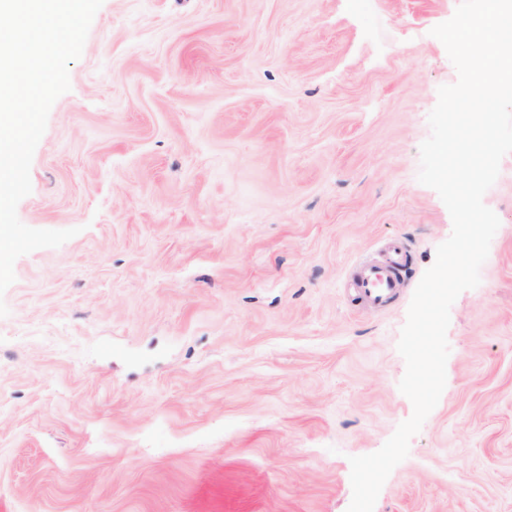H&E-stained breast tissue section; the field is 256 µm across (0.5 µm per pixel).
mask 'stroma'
<instances>
[{"instance_id": "35a3bbf8", "label": "stroma", "mask_w": 512, "mask_h": 512, "mask_svg": "<svg viewBox=\"0 0 512 512\" xmlns=\"http://www.w3.org/2000/svg\"><path fill=\"white\" fill-rule=\"evenodd\" d=\"M460 0H103L34 152L0 318V512H347L412 412L397 350L452 232L418 179ZM446 386L374 512H512V153ZM409 251L388 309L351 269Z\"/></svg>"}]
</instances>
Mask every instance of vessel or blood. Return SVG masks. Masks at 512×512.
<instances>
[{
    "label": "vessel or blood",
    "instance_id": "b4317fda",
    "mask_svg": "<svg viewBox=\"0 0 512 512\" xmlns=\"http://www.w3.org/2000/svg\"><path fill=\"white\" fill-rule=\"evenodd\" d=\"M405 260L403 242L389 240L383 260L367 263L355 272L351 288L357 299L376 308L386 306L398 293Z\"/></svg>",
    "mask_w": 512,
    "mask_h": 512
}]
</instances>
